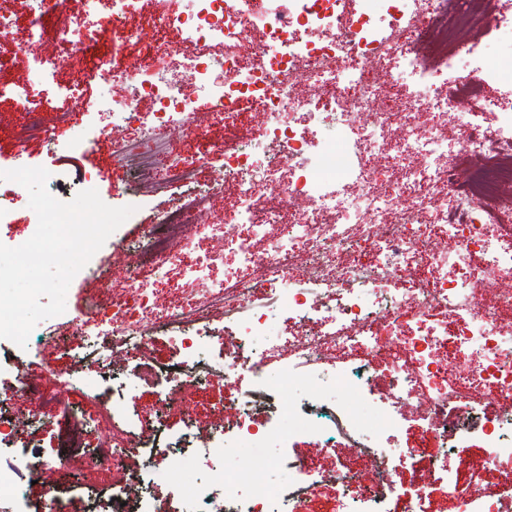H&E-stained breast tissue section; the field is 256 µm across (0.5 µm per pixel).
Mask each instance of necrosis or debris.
I'll use <instances>...</instances> for the list:
<instances>
[{
  "label": "necrosis or debris",
  "instance_id": "1",
  "mask_svg": "<svg viewBox=\"0 0 512 512\" xmlns=\"http://www.w3.org/2000/svg\"><path fill=\"white\" fill-rule=\"evenodd\" d=\"M38 16L55 19V35L73 48L95 43V19L101 0H83L82 16L67 12V0H29ZM251 0H192L188 11L155 15L159 51L171 56L192 77L191 90L156 73L147 60L132 65L125 80L129 92L108 101H95L93 112L135 124L138 142L114 136L110 125L97 126L95 137L112 140V152L122 161L133 185L183 187L179 203L150 227L148 244L138 251L121 294L100 293L85 319L68 327L79 337L86 355L130 369L138 384L161 388L166 405L182 402L187 390L212 378L231 379L251 374L250 385L237 399L239 418L231 436L200 439L193 422L165 443L145 448L147 458L175 456L173 479L179 497L190 499L195 512H308L319 484L347 486L358 481L353 471L312 473L303 459L290 462L294 476L286 498L269 493L259 466L268 441L279 433L278 419L287 415L292 431L324 441L328 431L346 440L354 453L370 461L376 481L370 488L374 507L391 498L396 487L391 472L414 459L415 449L395 453L373 440L370 427L397 426L385 411L365 422L351 400L368 401L386 395L407 403L422 396V417L434 437L455 443L463 433L464 418L480 432L488 448L485 468L503 458L512 459V334L500 325L512 309V289L494 286L495 273L512 271V168L502 160L512 157V113L504 127L488 133L472 125L463 149L442 151L435 131L448 109L461 107L467 116L500 110L497 99L466 81L449 80L462 58L481 62L477 46H448L434 42L436 33L464 20L462 0H358L356 9L344 0H292L283 10L280 0H268L262 25L251 18ZM176 30L179 42L167 40ZM329 30L330 41L317 39ZM261 40H254V33ZM256 41L251 64L234 52L211 56L218 44ZM195 45L183 53L182 43ZM311 84L317 98L299 94ZM393 106L381 108L380 97ZM155 108L138 110L143 98ZM205 99L210 111L244 110L262 114L268 138L277 155L257 153L235 138H225L218 149L194 157L174 146L177 135L194 133L205 121L196 105ZM331 113L343 128L359 160V171L348 187H336L316 164L306 163L313 142L305 121L317 111ZM218 163L230 181L235 209L230 222L244 225L233 241L243 277L214 280L210 261L193 256L201 234L195 218L208 209L209 195L192 190L198 166ZM287 180H279V170ZM269 224L284 225L271 247L258 251ZM448 239L460 250L456 259L436 247ZM480 261L483 278L445 277L449 264L469 266ZM180 263L198 287L191 304L156 309V287L167 276L166 266ZM304 271L308 287L295 285ZM224 311V327L233 339L224 345V360L200 359L204 338L211 332L204 314ZM289 318L316 319L317 330L288 337L294 364L309 366L328 349L356 355L354 372L339 378L343 396H316L282 408L262 370L263 355L256 339L266 330L272 311ZM445 310L460 320L453 333L430 325V312ZM181 339L179 358L166 368L150 364L146 356L129 360L131 340L145 342L147 317ZM414 323L410 334L389 347L376 329ZM385 365L390 381H369L370 367ZM493 414H486V407ZM266 414L265 426L252 422L257 410ZM241 450L235 471L217 470L213 480L200 481V456L219 461ZM85 458L93 468L112 475V483L86 491L93 512H170L158 503L142 475L127 472L123 439L112 437L87 447L76 434L61 436L57 448H20L7 466H0V495L10 496L11 512H26L23 482L72 458ZM447 482L457 512H501L512 500V485L459 488L449 471L439 472ZM248 481L250 496H226V489Z\"/></svg>",
  "mask_w": 512,
  "mask_h": 512
}]
</instances>
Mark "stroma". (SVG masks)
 Masks as SVG:
<instances>
[{"label": "stroma", "instance_id": "stroma-1", "mask_svg": "<svg viewBox=\"0 0 512 512\" xmlns=\"http://www.w3.org/2000/svg\"><path fill=\"white\" fill-rule=\"evenodd\" d=\"M152 10L151 6H144L142 10L128 15L124 29L104 30L100 41L77 57L72 56L68 44L54 37L35 43L25 52L19 50L13 39L0 40V82L26 84L30 87V93L23 102L0 99V168L9 170L18 166H41L48 170L63 167L73 172L90 171L95 175V188L105 204L112 207L132 204L136 207L129 223L115 231L113 245L103 248L92 257V272L74 277L67 291L64 313L36 325L38 338L35 344L22 349L9 340L0 339V361L7 363L15 360L25 364L29 379L40 384L37 392L15 405L19 414L36 418L37 424L18 430L11 446H0V462L4 464L9 463L16 448L53 446L57 430L67 421L55 407L59 401L72 407L73 419L89 414L99 417L98 427L87 436L90 445H97L112 434L111 424L101 418L106 409L105 404L87 397L93 386L102 392L111 391V373L105 365L89 364L79 377H72L71 358L68 351L61 349L55 331L69 325L73 319L84 317L89 310L91 297L98 294L103 284H110L117 289L122 287L125 271L130 264L131 246L143 240L148 225L155 223L163 212L178 203L179 192L174 189L139 200L132 199L122 189L126 173L112 155L111 140L97 141L89 152H67L63 146L76 141L86 132L84 100H106L122 90V84L118 81L90 86L80 84L81 71L92 67L99 56H111L113 70L121 74L131 63L148 55L160 74L189 83L188 73L172 64L169 57L160 53L150 54L149 47L154 42ZM131 29L136 32L132 38L127 35ZM484 42L489 46L487 67L471 71L469 78L486 93L502 98L503 102H511L512 91L499 86L492 74L503 68H512V40L491 33L485 37ZM40 55L66 59L67 64L59 72L58 79L73 85V96L59 97L49 84L42 82L34 67V59ZM63 109L73 110V121L69 126L56 129L54 143L29 141L22 144L16 140L15 132L22 121L23 112L37 110L50 119ZM231 135L240 137L259 152L267 145L260 114L248 111L235 113L226 120L205 122L193 136L190 150L194 153L215 150L225 137ZM28 201V192L22 188L0 210V243L13 247L34 234L38 220L35 212L29 208ZM349 364V359L332 351L312 366L296 370L289 398L296 403L302 402L309 398L315 388L324 395L337 396L336 377ZM249 382V374L244 373L234 383L219 378L203 383L194 391L188 411L175 407L163 411L170 433L179 432L188 417L193 418L199 429L215 434L231 428L238 418V390ZM390 410L399 419L400 425L396 430L382 433V440L393 448H417L421 451L420 457L392 473L400 495L391 500V512H405L404 490L424 473L431 461L446 465L463 486L477 477L488 485L512 481V461L504 460L492 469H482L481 463L487 448L480 434H465L458 441L456 449L449 450L426 432L414 410L400 404L391 405ZM279 425L284 432L283 437L270 440L264 453L263 468L271 492L286 491L290 479L288 464L297 458L312 462L319 471L335 467L353 469L363 474L369 472L368 463L358 458L343 443H336L333 450L325 452L310 436L288 435L287 420H280ZM70 468L72 489L66 494H55L57 477L51 469L38 476L34 484L28 485L27 496L33 512H86L87 503L81 488L102 481L103 476L95 468L77 461L72 462ZM363 496V489L359 486L346 489L331 484L322 485L310 504V512H360L365 505Z\"/></svg>", "mask_w": 512, "mask_h": 512}]
</instances>
